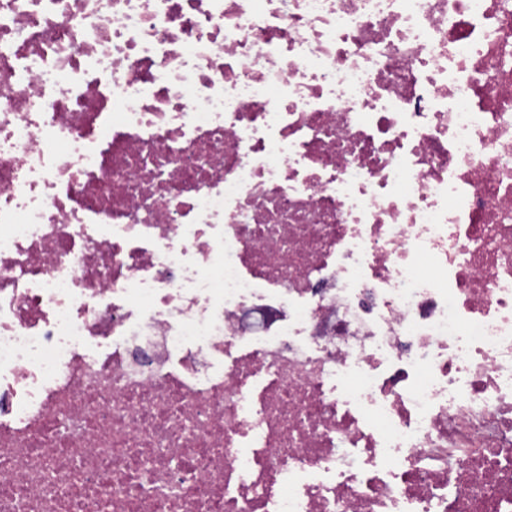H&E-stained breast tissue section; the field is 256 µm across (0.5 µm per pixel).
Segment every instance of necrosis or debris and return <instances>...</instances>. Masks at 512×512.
I'll list each match as a JSON object with an SVG mask.
<instances>
[{"mask_svg": "<svg viewBox=\"0 0 512 512\" xmlns=\"http://www.w3.org/2000/svg\"><path fill=\"white\" fill-rule=\"evenodd\" d=\"M0 512H512V0H0Z\"/></svg>", "mask_w": 512, "mask_h": 512, "instance_id": "necrosis-or-debris-1", "label": "necrosis or debris"}]
</instances>
